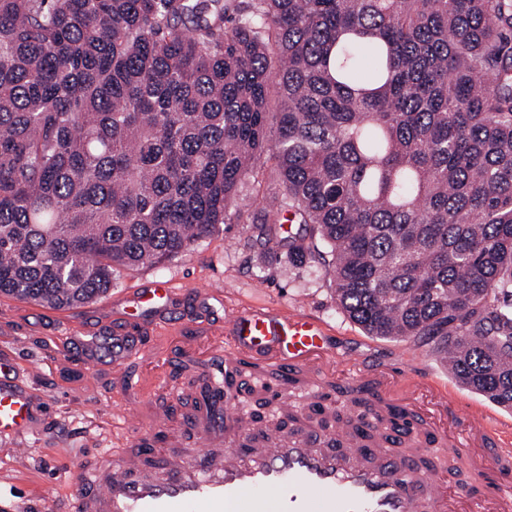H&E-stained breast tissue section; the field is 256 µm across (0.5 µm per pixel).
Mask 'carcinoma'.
Wrapping results in <instances>:
<instances>
[{"mask_svg": "<svg viewBox=\"0 0 512 512\" xmlns=\"http://www.w3.org/2000/svg\"><path fill=\"white\" fill-rule=\"evenodd\" d=\"M231 215L512 409V0H0V294L89 303Z\"/></svg>", "mask_w": 512, "mask_h": 512, "instance_id": "obj_1", "label": "carcinoma"}]
</instances>
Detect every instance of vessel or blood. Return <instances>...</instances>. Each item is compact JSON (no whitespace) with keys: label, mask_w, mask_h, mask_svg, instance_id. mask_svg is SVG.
<instances>
[{"label":"vessel or blood","mask_w":512,"mask_h":512,"mask_svg":"<svg viewBox=\"0 0 512 512\" xmlns=\"http://www.w3.org/2000/svg\"><path fill=\"white\" fill-rule=\"evenodd\" d=\"M179 294L167 281L154 282L127 296L116 315L126 321L132 308L142 316L169 312ZM220 362L213 376L214 395L207 411L184 416L182 428L199 431L200 444L189 454L164 457L155 474H147L143 457L104 454L79 468L69 484V512H512V491L503 479L512 474V450L497 451L493 468L474 463L459 440L448 443L449 460L469 467L467 484L449 487L429 452L408 446L396 457L385 435L358 447L327 448L326 435L301 425L287 437L237 444L243 423L231 402H219L225 365L260 356L280 370L318 388L336 363L323 327L305 315H280L263 308L235 314L227 323ZM64 350H78L94 360L99 339L93 333L62 338ZM131 334L112 339V363L135 355ZM450 420L481 442L486 416L451 410ZM37 424L33 392L12 356L0 359V435L21 439Z\"/></svg>","instance_id":"vessel-or-blood-1"}]
</instances>
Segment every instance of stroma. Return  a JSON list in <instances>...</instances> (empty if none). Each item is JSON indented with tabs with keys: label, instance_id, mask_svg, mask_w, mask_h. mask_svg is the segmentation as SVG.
I'll use <instances>...</instances> for the list:
<instances>
[{
	"label": "stroma",
	"instance_id": "stroma-1",
	"mask_svg": "<svg viewBox=\"0 0 512 512\" xmlns=\"http://www.w3.org/2000/svg\"><path fill=\"white\" fill-rule=\"evenodd\" d=\"M252 235L251 225L230 220L164 264L117 270L111 289L81 306L52 308L0 294V347L11 348L18 365L41 362L40 371L27 377L38 407L37 427L24 440L27 455L14 456L11 441L0 439V512H67L70 470L100 452L132 446L150 449L155 457L189 452L191 438L179 421L208 393L210 349L227 320L252 307L318 319L336 352L337 371L319 415L312 408L314 396L284 376L243 368L240 379L252 390L248 405L237 408L245 420L260 418L270 429L292 417L317 425L341 410V386L368 384L372 373L383 370L427 379L449 404L485 411L491 438L488 447L475 449L478 462L493 465L497 448L512 447V410L464 389L430 346L368 335L341 311L321 263L293 260L273 244L254 245ZM157 280L180 291V315L172 326L141 335L138 353L122 369H113L107 348L92 365L61 352L56 337L63 322L78 333L88 329L109 337L113 307L130 289ZM213 291L222 292V304L199 313V295ZM127 411L139 422L141 436L127 429ZM164 413L170 416L167 427L156 428ZM47 481L58 483L59 490L55 501L42 507L36 498Z\"/></svg>",
	"mask_w": 512,
	"mask_h": 512
}]
</instances>
